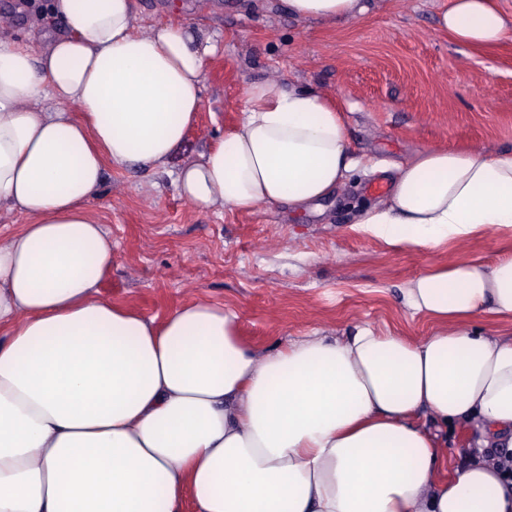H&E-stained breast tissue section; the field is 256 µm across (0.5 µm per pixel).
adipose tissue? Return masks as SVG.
Returning <instances> with one entry per match:
<instances>
[{"label": "adipose tissue", "instance_id": "obj_1", "mask_svg": "<svg viewBox=\"0 0 512 512\" xmlns=\"http://www.w3.org/2000/svg\"><path fill=\"white\" fill-rule=\"evenodd\" d=\"M338 24L361 0H284ZM66 37L0 36V512H512V251L434 267L404 304L414 341L356 324L262 351L236 311L181 305L163 320L101 293L112 241L88 209L107 167H163L186 142L217 51L189 26L135 29L137 0H48ZM475 49L512 19L493 0H449L437 21ZM237 126L182 165L201 210L299 211L357 169L339 103L308 87L248 83ZM54 109H45V100ZM359 233L434 248L512 239V148L426 149L396 165ZM470 427L456 476L440 430Z\"/></svg>", "mask_w": 512, "mask_h": 512}]
</instances>
